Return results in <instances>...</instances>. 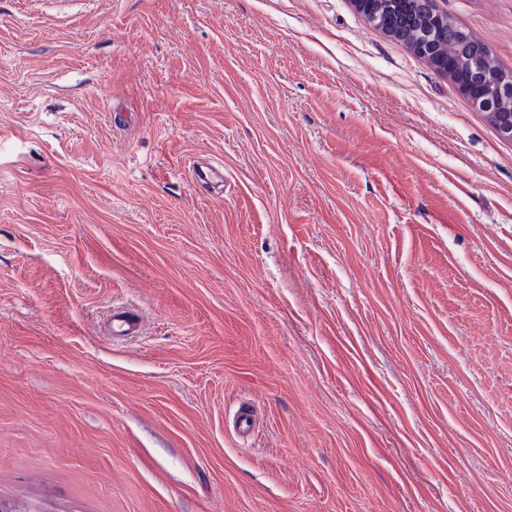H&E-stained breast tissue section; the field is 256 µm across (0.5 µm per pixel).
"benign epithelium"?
Here are the masks:
<instances>
[{
	"mask_svg": "<svg viewBox=\"0 0 512 512\" xmlns=\"http://www.w3.org/2000/svg\"><path fill=\"white\" fill-rule=\"evenodd\" d=\"M387 0H353L361 11L370 14L379 27L415 28V39L411 50L425 58L437 71L448 72L447 30L448 15L436 8L431 10V18L425 19L416 12L397 16L386 6ZM473 105L484 112L500 137L512 142V109L502 108L503 102L512 104V76L501 77L490 71V63L481 58L466 69L462 83L458 85Z\"/></svg>",
	"mask_w": 512,
	"mask_h": 512,
	"instance_id": "7a95c632",
	"label": "benign epithelium"
}]
</instances>
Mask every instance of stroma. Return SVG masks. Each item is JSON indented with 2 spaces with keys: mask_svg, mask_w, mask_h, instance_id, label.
Here are the masks:
<instances>
[{
  "mask_svg": "<svg viewBox=\"0 0 512 512\" xmlns=\"http://www.w3.org/2000/svg\"><path fill=\"white\" fill-rule=\"evenodd\" d=\"M0 505L512 512V142L352 0H0Z\"/></svg>",
  "mask_w": 512,
  "mask_h": 512,
  "instance_id": "stroma-1",
  "label": "stroma"
}]
</instances>
